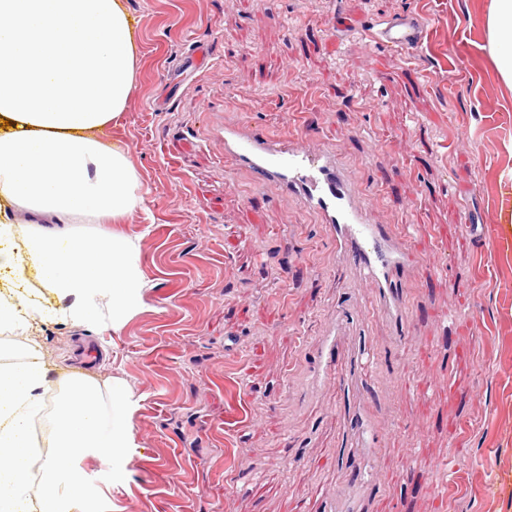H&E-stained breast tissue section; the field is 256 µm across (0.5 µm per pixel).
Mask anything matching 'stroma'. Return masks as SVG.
<instances>
[{
	"instance_id": "1",
	"label": "stroma",
	"mask_w": 512,
	"mask_h": 512,
	"mask_svg": "<svg viewBox=\"0 0 512 512\" xmlns=\"http://www.w3.org/2000/svg\"><path fill=\"white\" fill-rule=\"evenodd\" d=\"M135 88L105 141L142 197L120 223L147 288L120 330L55 319L52 383L125 382L137 443L121 479L84 462L100 512H336L370 468L369 512H512V92L488 52L491 0H125ZM413 12V51L376 22ZM335 151L374 223L407 234L408 321L339 260L320 217L224 156V128ZM339 325L330 370L316 353ZM375 365L347 397L353 351ZM366 417L375 454L353 425Z\"/></svg>"
}]
</instances>
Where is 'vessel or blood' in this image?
I'll list each match as a JSON object with an SVG mask.
<instances>
[{
  "label": "vessel or blood",
  "mask_w": 512,
  "mask_h": 512,
  "mask_svg": "<svg viewBox=\"0 0 512 512\" xmlns=\"http://www.w3.org/2000/svg\"><path fill=\"white\" fill-rule=\"evenodd\" d=\"M373 37L381 45L416 49L423 31L414 14L379 22ZM224 155L237 166L297 195L316 211L336 252L357 276L375 288L379 311L396 324L407 321L402 283L411 267L410 244L392 226L371 223L368 209L352 189L334 154L293 147L287 140L247 127L224 130Z\"/></svg>",
  "instance_id": "vessel-or-blood-1"
}]
</instances>
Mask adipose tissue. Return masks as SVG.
Here are the masks:
<instances>
[{"instance_id": "1", "label": "adipose tissue", "mask_w": 512, "mask_h": 512, "mask_svg": "<svg viewBox=\"0 0 512 512\" xmlns=\"http://www.w3.org/2000/svg\"><path fill=\"white\" fill-rule=\"evenodd\" d=\"M490 51L512 89V0H492ZM139 45L122 0H0V273L15 256L7 211L20 207L61 220L123 217L136 208L138 178L126 146L100 135L132 93ZM56 306L34 311L0 301V331L25 329L33 314L94 322L97 299L112 304V327L136 311L146 286L131 241L36 230L22 243ZM49 371L35 347L0 362V512H98L82 468L95 457L118 469L135 447V410L121 380L109 398L93 379L69 382L53 417L56 452L41 456L29 437Z\"/></svg>"}]
</instances>
